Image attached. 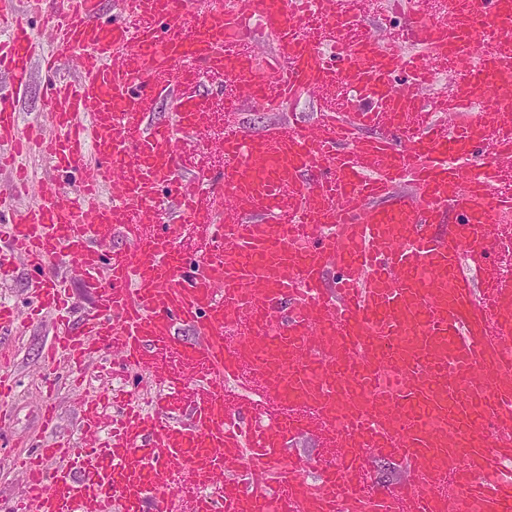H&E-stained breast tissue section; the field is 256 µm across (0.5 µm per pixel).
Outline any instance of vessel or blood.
Segmentation results:
<instances>
[{"mask_svg": "<svg viewBox=\"0 0 512 512\" xmlns=\"http://www.w3.org/2000/svg\"><path fill=\"white\" fill-rule=\"evenodd\" d=\"M35 7L53 10L58 49H79L78 75L44 57L56 133L23 132L0 105V148L37 145L79 172L81 194L48 179L37 206L0 210L8 246L41 308L61 307L66 262L95 295L62 338L76 361L160 370L166 392L107 441L100 399L83 400L87 446L34 447L0 512H214L183 492L214 483L223 512H512V277L495 264L512 250V0H447L434 22L414 12L417 54L347 2L120 0L108 18L101 0ZM246 16L274 58L240 45ZM8 45L20 90L39 51L27 21ZM186 64L232 86L228 115L339 86L351 99L310 129L228 126L221 170L187 180L171 132L208 129L210 99L179 96L172 127L148 123L163 76ZM163 189L175 217L157 226ZM185 224L214 242L193 264L175 246ZM116 235L127 248L105 250ZM244 374L275 414L226 398ZM312 433L326 454L293 453ZM381 458L405 484L373 482Z\"/></svg>", "mask_w": 512, "mask_h": 512, "instance_id": "b4317fda", "label": "vessel or blood"}]
</instances>
